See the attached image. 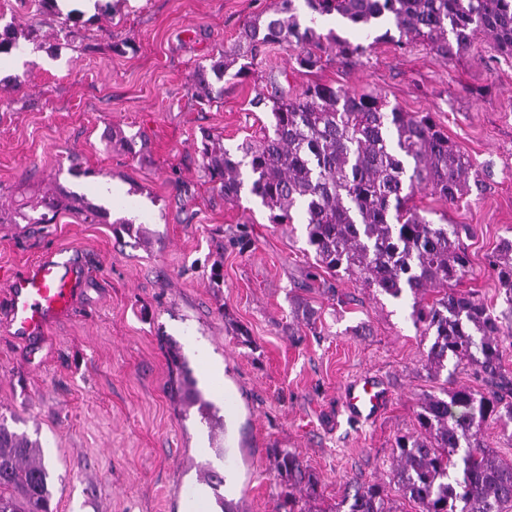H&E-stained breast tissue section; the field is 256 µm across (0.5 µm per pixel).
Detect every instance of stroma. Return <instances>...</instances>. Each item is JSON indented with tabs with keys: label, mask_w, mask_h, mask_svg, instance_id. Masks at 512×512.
I'll return each mask as SVG.
<instances>
[{
	"label": "stroma",
	"mask_w": 512,
	"mask_h": 512,
	"mask_svg": "<svg viewBox=\"0 0 512 512\" xmlns=\"http://www.w3.org/2000/svg\"><path fill=\"white\" fill-rule=\"evenodd\" d=\"M274 0H108L107 13L64 22L44 0H0V211L63 190L70 205L50 224L0 223V419L42 447L56 512H188L207 431L170 390L165 341L176 342L212 396L233 446L214 463L225 495L245 512H274L269 450L295 452L321 480L310 512H330L353 482L384 480L395 512H417L389 479L396 436L415 431L426 394L474 385L428 376L432 342L411 319V298L313 273L303 224H272L249 194L239 204L201 171L204 133L236 149L268 122L252 98L317 81L373 92L406 112H429L489 186L456 205L426 193L416 204L466 224L472 273L461 290L500 307L486 256L512 236V57L477 39L442 59L415 42L368 46L300 71L275 46L252 76L193 90L198 65L231 47L240 26ZM119 196L101 201V181ZM104 205L96 223L79 203ZM131 220L133 232L121 223ZM249 242L239 246L240 224ZM58 252L88 271L71 310L29 341L7 323V279ZM220 267L221 281L210 278ZM365 373L389 393L369 422L348 420L345 386Z\"/></svg>",
	"instance_id": "stroma-1"
}]
</instances>
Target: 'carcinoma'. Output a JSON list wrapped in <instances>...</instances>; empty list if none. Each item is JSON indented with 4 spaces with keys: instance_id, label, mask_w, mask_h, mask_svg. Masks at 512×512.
<instances>
[{
    "instance_id": "obj_1",
    "label": "carcinoma",
    "mask_w": 512,
    "mask_h": 512,
    "mask_svg": "<svg viewBox=\"0 0 512 512\" xmlns=\"http://www.w3.org/2000/svg\"><path fill=\"white\" fill-rule=\"evenodd\" d=\"M299 1L313 15L384 29L376 43L421 41L436 56L451 59L484 35L500 54L512 56V0H277L273 13L261 12L242 25L234 46L197 67V96H208L210 77L221 79L236 64L234 77L247 80L267 46L292 48L306 73L323 68L328 44L343 59L366 52L331 30L323 34L302 24ZM393 28L399 36L391 34ZM251 106L266 109L271 121L239 147L241 155L225 148L219 135L207 134L202 142L201 169L224 202H239L246 189L271 224H291L301 210L316 268L392 299L410 295L413 324L434 336L425 360L428 373L445 372L449 381L467 365L483 383L481 389L449 387L423 398L418 430L395 440L390 479L419 512H512V463L499 460L481 440L485 424L512 422V379L501 364L504 338H512V240L502 239L488 255L502 299L498 312L458 289L472 273L463 242L470 227L448 223L445 214L436 222L414 203L416 193L425 191L454 205L470 185L483 187L482 172L431 113L391 108L371 92L311 82L294 95H260ZM41 204L46 212L19 217L49 224L63 198L47 193ZM170 362L179 371L171 390L197 407L210 435L225 430L224 417L203 398L180 348L173 349ZM273 453L282 478L277 512H306L303 496L316 494L319 477L296 453ZM200 478L214 491L220 512H235L233 501L218 492L224 477L205 464ZM353 489L334 512H393L382 484ZM51 501L49 468L38 442L0 423V512H53Z\"/></svg>"
}]
</instances>
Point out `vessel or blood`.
Listing matches in <instances>:
<instances>
[{"instance_id": "b4317fda", "label": "vessel or blood", "mask_w": 512, "mask_h": 512, "mask_svg": "<svg viewBox=\"0 0 512 512\" xmlns=\"http://www.w3.org/2000/svg\"><path fill=\"white\" fill-rule=\"evenodd\" d=\"M81 279L80 270L64 268L49 255L15 275L8 285V315L16 336L37 334L56 315L69 310ZM387 399L379 381L365 375L345 390L343 406L350 417L363 420L377 415Z\"/></svg>"}]
</instances>
